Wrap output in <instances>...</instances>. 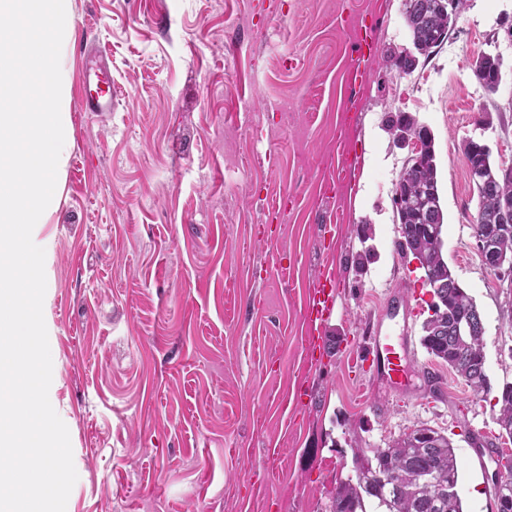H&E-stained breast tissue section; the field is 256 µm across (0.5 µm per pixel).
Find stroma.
Segmentation results:
<instances>
[{
  "label": "stroma",
  "instance_id": "stroma-1",
  "mask_svg": "<svg viewBox=\"0 0 512 512\" xmlns=\"http://www.w3.org/2000/svg\"><path fill=\"white\" fill-rule=\"evenodd\" d=\"M511 25L512 0H468L406 75L384 62L412 45L402 0H74L70 69L106 49L113 100L71 109L59 202L33 230L78 474L66 512H329L353 446L423 424L453 443L464 512H494L495 463L471 436L494 440L499 408L420 343L430 295L396 250L408 151L386 120L435 138L443 253L482 312L492 388L512 383V288L470 247L462 153L471 137L512 162ZM483 53L498 93L473 76ZM323 266L336 308L310 362L301 294ZM379 336L402 384L374 371Z\"/></svg>",
  "mask_w": 512,
  "mask_h": 512
}]
</instances>
